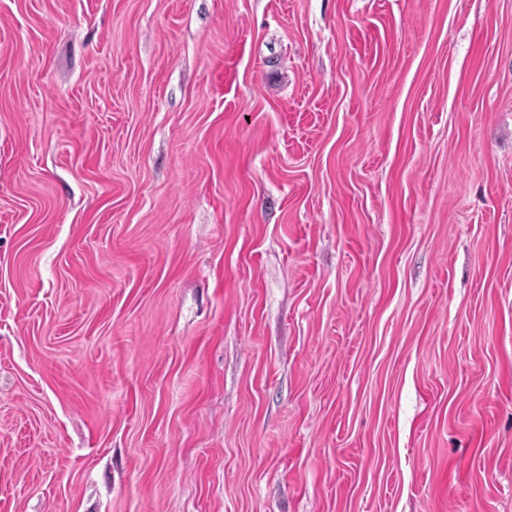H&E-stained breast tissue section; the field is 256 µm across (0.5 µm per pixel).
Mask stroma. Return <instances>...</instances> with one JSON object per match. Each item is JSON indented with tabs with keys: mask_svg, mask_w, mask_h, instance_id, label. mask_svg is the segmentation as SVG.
<instances>
[{
	"mask_svg": "<svg viewBox=\"0 0 512 512\" xmlns=\"http://www.w3.org/2000/svg\"><path fill=\"white\" fill-rule=\"evenodd\" d=\"M0 512H512V0H0Z\"/></svg>",
	"mask_w": 512,
	"mask_h": 512,
	"instance_id": "stroma-1",
	"label": "stroma"
}]
</instances>
